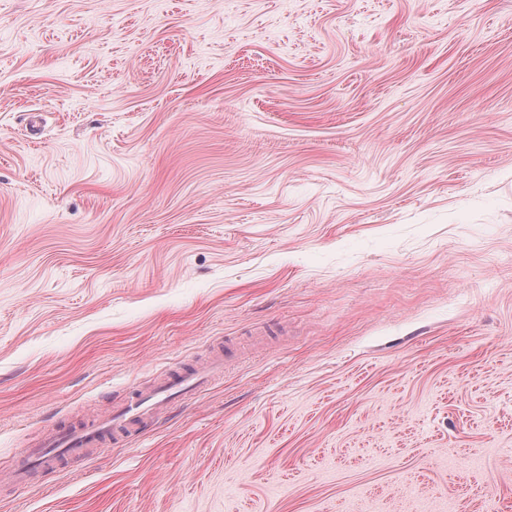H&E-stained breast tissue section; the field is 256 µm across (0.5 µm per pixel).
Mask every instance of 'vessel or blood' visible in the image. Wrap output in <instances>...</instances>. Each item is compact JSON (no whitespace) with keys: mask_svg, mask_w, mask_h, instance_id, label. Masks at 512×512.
Wrapping results in <instances>:
<instances>
[{"mask_svg":"<svg viewBox=\"0 0 512 512\" xmlns=\"http://www.w3.org/2000/svg\"><path fill=\"white\" fill-rule=\"evenodd\" d=\"M223 373V358L218 355L207 365L166 375L154 386L137 387L106 418L75 428L45 430L33 447L21 453L9 473L11 482L28 485L35 475L53 473L67 463L83 460L107 439L120 440L143 430L177 401L201 392Z\"/></svg>","mask_w":512,"mask_h":512,"instance_id":"1","label":"vessel or blood"}]
</instances>
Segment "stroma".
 <instances>
[{"instance_id": "35a3bbf8", "label": "stroma", "mask_w": 512, "mask_h": 512, "mask_svg": "<svg viewBox=\"0 0 512 512\" xmlns=\"http://www.w3.org/2000/svg\"><path fill=\"white\" fill-rule=\"evenodd\" d=\"M0 512H512V0H0ZM223 373V355L218 354L205 366L168 373L162 382L151 387L138 386L106 418L75 428L46 429L33 447L20 454L19 462L9 472L11 482L26 486L37 474L56 472L69 462L90 456L111 437L120 440L143 430L177 401L201 392Z\"/></svg>"}]
</instances>
